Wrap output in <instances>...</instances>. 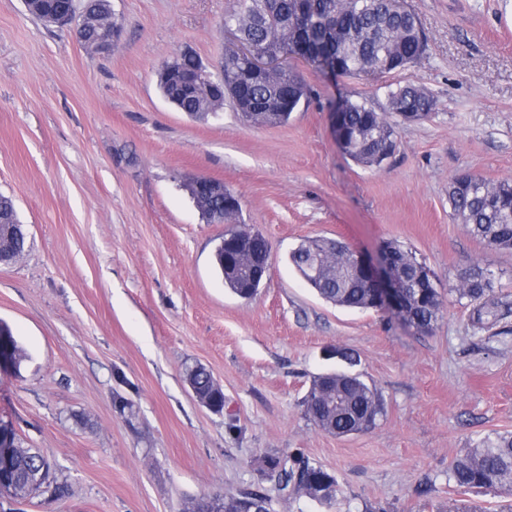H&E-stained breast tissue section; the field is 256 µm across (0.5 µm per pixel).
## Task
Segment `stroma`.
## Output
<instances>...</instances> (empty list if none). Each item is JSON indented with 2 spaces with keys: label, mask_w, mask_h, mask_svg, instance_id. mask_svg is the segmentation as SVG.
Instances as JSON below:
<instances>
[{
  "label": "stroma",
  "mask_w": 512,
  "mask_h": 512,
  "mask_svg": "<svg viewBox=\"0 0 512 512\" xmlns=\"http://www.w3.org/2000/svg\"><path fill=\"white\" fill-rule=\"evenodd\" d=\"M112 53L87 50L76 24L48 25L23 0H0V194L28 233L0 266V321L27 358L0 370V421L39 451L65 497L0 494V512H183L189 499L260 482L267 452H301L333 473L334 500L277 512H512V496L448 480L481 438L512 432V316L474 333L448 282L479 263L512 294V251L485 247L455 219L448 187L469 172L512 181V0H403L423 25L406 69L323 77L287 123L254 126L232 105L205 120L161 95V65L192 51L224 55L235 0H111ZM413 84L431 116L397 127L398 148L368 168L336 145L329 113L350 99L376 110ZM224 182L239 223L271 246L257 296L238 298L212 264L225 227L204 221L184 188ZM326 236L376 255L394 240L436 275L444 317L432 334L319 298L288 263ZM346 351L381 394L369 432L315 428L301 401ZM205 366L224 389L216 413L185 372ZM133 400L132 414L113 392Z\"/></svg>",
  "instance_id": "35a3bbf8"
}]
</instances>
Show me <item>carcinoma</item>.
<instances>
[{
  "instance_id": "cac0c4a2",
  "label": "carcinoma",
  "mask_w": 512,
  "mask_h": 512,
  "mask_svg": "<svg viewBox=\"0 0 512 512\" xmlns=\"http://www.w3.org/2000/svg\"><path fill=\"white\" fill-rule=\"evenodd\" d=\"M391 0H238V9L225 20L235 25L238 38L257 48L283 53L290 59L301 58L299 43L312 42L319 48L307 59L313 71L327 68L343 76L386 74L396 66L406 68L420 58V35L423 28L413 17L390 9ZM111 18L101 11L91 18L83 35L84 44L92 46ZM398 61L394 66L391 61ZM196 68L190 57L166 61L159 71L162 95L181 111L199 118L216 115L223 103L210 91L206 80L197 81L194 91L177 95L168 71L192 72ZM224 84L236 96L235 108L245 121L258 125L288 122L294 108L288 97L310 94V86L288 68L272 77L259 80L248 72L247 61L232 47L224 49ZM434 99L424 88L405 85L388 94L387 112L400 118L414 113L427 118L434 109ZM345 124L341 151L356 163L379 167L390 158L388 150L396 149L397 132L386 112H377L361 103L344 101ZM199 210L206 212L209 224H221L235 218L241 207L221 204L208 197H194ZM452 215L463 221L470 234L485 246L512 251V181L491 183L483 177L465 173L455 178L448 190ZM0 219L10 224V237L5 249L19 258L25 251L27 233L13 200L0 195ZM226 238L216 247L214 265L223 276L224 287L240 297L253 287L252 259L240 268L238 249ZM398 255L402 266L412 271L425 266L416 256L396 242H387ZM351 249L342 241L319 237L301 242L289 254V260L307 285L324 300L352 310L378 309L375 289L362 280L349 255ZM448 294L466 300L469 321L476 331H485L512 315V302L496 294L493 274L470 267L448 285ZM443 318V300L438 288L430 285L425 297L407 309L404 322L421 333L433 331ZM186 381L198 391L202 400L224 411V390L211 373L200 365L188 369ZM304 417L316 428L339 437L366 433L373 429L384 406L377 389L361 376L336 369L313 377L302 400ZM47 464L46 459L31 448H22L13 460V477L8 486L23 495L40 491L28 483V475ZM262 475L274 480L276 495L260 485L235 491L203 495L191 499L185 512H210L213 501H219L222 512H275L274 499L288 500L305 495L318 501L336 498V477L311 462L302 453H267L259 460ZM449 479L460 488L483 489L512 495V433L496 434L480 440L457 456L448 470Z\"/></svg>"
}]
</instances>
